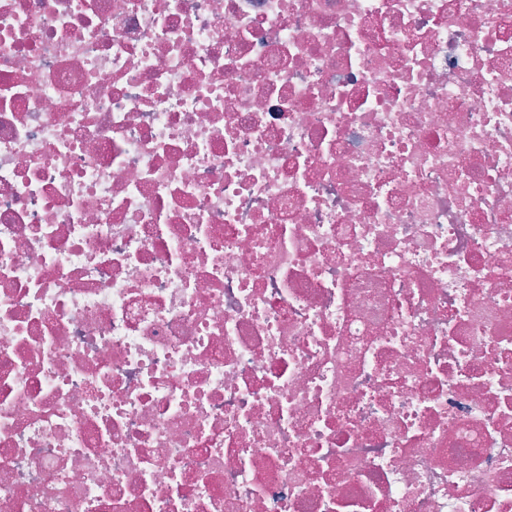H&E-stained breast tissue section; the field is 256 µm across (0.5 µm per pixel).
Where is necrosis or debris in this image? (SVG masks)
Segmentation results:
<instances>
[{"mask_svg": "<svg viewBox=\"0 0 512 512\" xmlns=\"http://www.w3.org/2000/svg\"><path fill=\"white\" fill-rule=\"evenodd\" d=\"M0 512H512V0H0Z\"/></svg>", "mask_w": 512, "mask_h": 512, "instance_id": "obj_1", "label": "necrosis or debris"}]
</instances>
